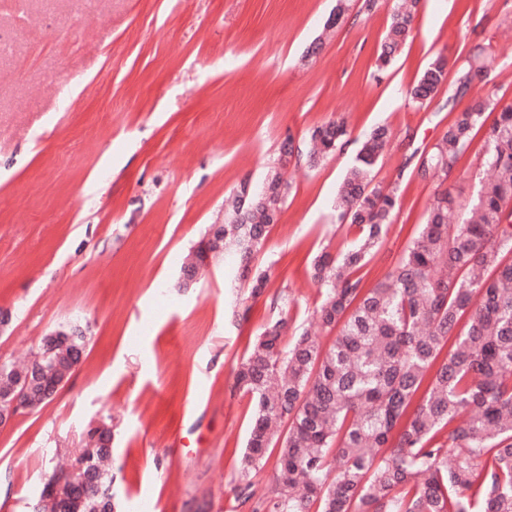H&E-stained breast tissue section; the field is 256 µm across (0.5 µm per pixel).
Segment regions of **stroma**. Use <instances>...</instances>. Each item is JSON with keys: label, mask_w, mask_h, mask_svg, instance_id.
<instances>
[{"label": "stroma", "mask_w": 512, "mask_h": 512, "mask_svg": "<svg viewBox=\"0 0 512 512\" xmlns=\"http://www.w3.org/2000/svg\"><path fill=\"white\" fill-rule=\"evenodd\" d=\"M364 2L336 23V0H0V362L74 326L86 336L53 399L0 427V512H33L101 424L116 512H251L238 477L254 405L235 371L267 322L316 330L311 266L354 239L332 202L364 135L390 126L377 177L400 182L365 285L403 255L440 186L466 203L482 178L479 135L447 182L406 168L454 115L447 91L420 109L402 93L436 55L456 70L512 28V0H422L379 81L394 0ZM332 120L343 147L308 166L310 131ZM288 136L299 153L284 160ZM276 171L290 188L254 260L263 293L220 259L180 287L228 200Z\"/></svg>", "instance_id": "obj_1"}]
</instances>
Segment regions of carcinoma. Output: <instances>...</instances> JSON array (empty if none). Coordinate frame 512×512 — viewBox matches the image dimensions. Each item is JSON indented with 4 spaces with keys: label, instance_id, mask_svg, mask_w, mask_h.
<instances>
[{
    "label": "carcinoma",
    "instance_id": "1",
    "mask_svg": "<svg viewBox=\"0 0 512 512\" xmlns=\"http://www.w3.org/2000/svg\"><path fill=\"white\" fill-rule=\"evenodd\" d=\"M419 0H399L376 60L392 65L405 44ZM498 44H477L455 73L448 106L476 77L497 69ZM448 81V59H432L406 90V101L428 105ZM490 99L457 113L428 151L409 160L423 178L452 174L474 131L485 130L481 182L466 218L449 223L458 204L435 193L426 220L384 280L367 288L358 271L374 257L400 209L399 182L375 181L392 132L364 136L334 200L339 220L358 230L340 252L321 251L311 279L323 295L321 327L337 331L325 346L304 331L288 337L284 318L267 323L235 373L236 387L256 412L241 460L245 488L273 450L274 487L254 512H512V104L484 128ZM347 135L330 121L309 135L315 164L336 153ZM287 189L279 173L262 187L241 189L225 215L215 258L235 246L240 278L256 296L267 270L252 267ZM86 336L43 339L27 366L0 362V396L30 379L31 408L50 401L57 382L73 373ZM95 448L79 472L55 473L38 496L39 512H113L101 490L112 484L103 467L110 431L88 432Z\"/></svg>",
    "mask_w": 512,
    "mask_h": 512
}]
</instances>
